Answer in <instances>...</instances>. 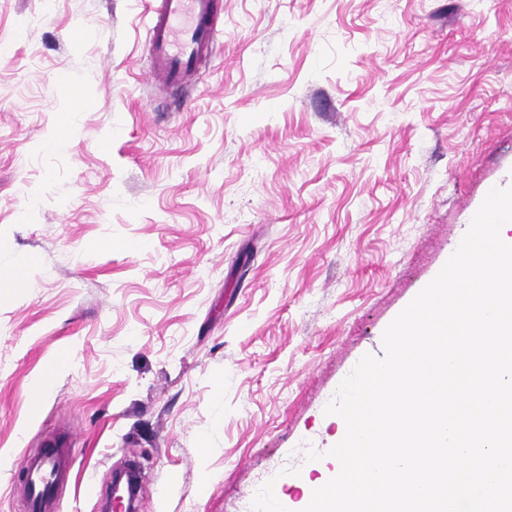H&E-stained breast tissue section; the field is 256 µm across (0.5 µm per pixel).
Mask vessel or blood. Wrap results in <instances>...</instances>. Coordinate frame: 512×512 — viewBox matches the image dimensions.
Segmentation results:
<instances>
[{
	"label": "vessel or blood",
	"instance_id": "b4317fda",
	"mask_svg": "<svg viewBox=\"0 0 512 512\" xmlns=\"http://www.w3.org/2000/svg\"><path fill=\"white\" fill-rule=\"evenodd\" d=\"M150 12L149 76L158 90L168 91L194 73L199 59L214 47L218 2L153 0ZM71 470L69 449L46 447L28 454L24 473L29 512H57L52 492Z\"/></svg>",
	"mask_w": 512,
	"mask_h": 512
}]
</instances>
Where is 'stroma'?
I'll return each instance as SVG.
<instances>
[{
    "label": "stroma",
    "mask_w": 512,
    "mask_h": 512,
    "mask_svg": "<svg viewBox=\"0 0 512 512\" xmlns=\"http://www.w3.org/2000/svg\"><path fill=\"white\" fill-rule=\"evenodd\" d=\"M149 8L0 0V512L58 439L59 512L133 462L138 512L300 501L341 382L512 187V0H220L171 96ZM81 107V100L73 97L69 106V112L66 118L57 127L55 135L41 143L40 148L47 152H53L67 145L69 137L72 133L74 117L78 114Z\"/></svg>",
    "instance_id": "stroma-1"
}]
</instances>
